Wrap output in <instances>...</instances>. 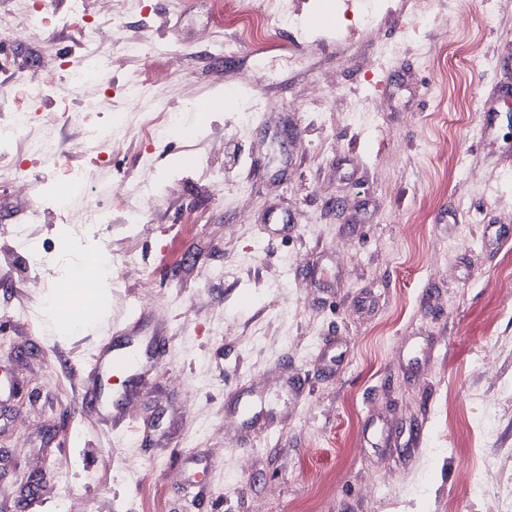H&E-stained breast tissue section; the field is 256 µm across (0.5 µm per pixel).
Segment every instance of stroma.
Returning a JSON list of instances; mask_svg holds the SVG:
<instances>
[{"mask_svg":"<svg viewBox=\"0 0 512 512\" xmlns=\"http://www.w3.org/2000/svg\"><path fill=\"white\" fill-rule=\"evenodd\" d=\"M98 0H46V22L2 37L0 85L33 112H56L48 84L79 61V34L51 24ZM386 0L372 19L338 14L336 29L290 41L306 49L231 54L212 0H138L113 25L103 72L114 87L164 81L167 109L201 100H268L239 127L236 103L201 113L191 137L155 144L157 189L144 224L129 229L111 193L87 250L135 256L103 298L120 322L129 306L164 303L169 348L140 393L137 419L170 431L140 445L77 406L80 368L104 332L90 325L42 340L55 269L33 274L12 238L25 224L48 245L67 242L80 208L50 206L64 170L92 184L136 188L144 144L126 138L120 171L85 154L103 114L97 85L75 89V121L53 133L60 160L32 164L23 145L0 151V378L26 382L0 423V512H21L24 476L68 499L72 512H489L469 496L468 466L512 482V241L486 251L487 224L512 225V0ZM151 52L126 53L120 38ZM500 99L489 140L478 128ZM288 230L270 239V216ZM42 285L31 288L33 278ZM153 295H145L144 281ZM41 312L40 324L22 319ZM295 373L299 400L277 394ZM417 437L378 444L373 418ZM208 460L205 505L172 488L173 462ZM135 467H128V460Z\"/></svg>","mask_w":512,"mask_h":512,"instance_id":"1","label":"stroma"}]
</instances>
